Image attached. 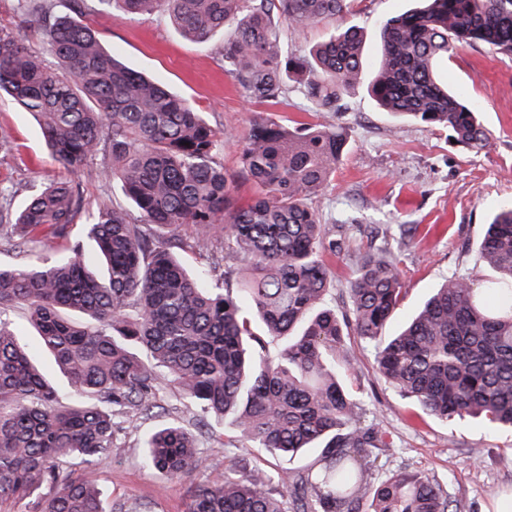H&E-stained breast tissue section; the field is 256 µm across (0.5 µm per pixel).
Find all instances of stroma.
<instances>
[{"label": "stroma", "instance_id": "stroma-1", "mask_svg": "<svg viewBox=\"0 0 512 512\" xmlns=\"http://www.w3.org/2000/svg\"><path fill=\"white\" fill-rule=\"evenodd\" d=\"M409 4L360 0L367 54L375 52L374 35L383 20ZM77 19L93 28L127 66L168 84L226 131L221 160L227 169L237 168L238 139L253 123L297 121L344 129L345 153L313 200L328 223L347 227L340 251L328 258L335 276L331 305H340L353 274L351 254L366 245L357 230L361 224L373 225L377 240L396 241L406 294L389 330H396L446 278L476 276L471 245L483 224L512 202V55L475 44L460 48L442 69L449 87L465 91L491 133L486 148L473 150L453 142L448 130L392 118L361 90L349 96L346 111L336 114L316 111L296 88L276 105L250 102L217 64L222 37L199 47L162 13L129 18L116 8L88 9ZM0 134L14 143L12 155L0 160V184L14 192L15 202H22L32 186L66 176L46 149L32 114L8 99L0 100ZM403 224L414 228L405 245L398 241ZM350 347L353 363L343 370L346 385L363 402V424L381 431L387 443L376 462L378 478L405 468L419 471L439 482L452 512H494L498 500L512 494V433L425 416L379 375L360 338L351 337ZM157 423L154 417L143 420L140 434L125 436L120 453L83 468L84 479L104 490L107 503L142 502L146 512H185L192 483L165 478L141 464L140 435ZM200 427L201 447L220 470L231 464L271 474L303 471L317 457L313 449L289 460L235 446V431L212 416L202 418Z\"/></svg>", "mask_w": 512, "mask_h": 512}]
</instances>
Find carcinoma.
I'll return each instance as SVG.
<instances>
[{
  "label": "carcinoma",
  "instance_id": "cac0c4a2",
  "mask_svg": "<svg viewBox=\"0 0 512 512\" xmlns=\"http://www.w3.org/2000/svg\"><path fill=\"white\" fill-rule=\"evenodd\" d=\"M131 16L166 13L188 41L218 49L220 67L253 101L279 103L288 82L322 111L367 89L394 116L449 130L483 149L490 134L475 108L448 91L439 67L458 47L512 54V0H419L386 19L379 59L365 76L363 28L354 20L306 54L288 51L278 19L301 31L356 0H96ZM23 21L48 45L45 63L25 39L0 29V96L35 115L52 156L71 172L101 155L110 195L88 211L83 190L58 179L19 209L0 191V244L22 262L0 264V504L35 512H141L107 506L102 489L76 476L119 453V431L154 416L164 383L201 413L228 419L239 441L293 458L319 450L314 472L254 476L214 472L197 435L171 419L142 438V463L193 484L186 512H449L439 482L420 472L374 477L379 431L341 382L348 341L372 346L378 373L401 396L447 421L512 431V205L483 226L476 266L491 276L455 277L434 290L393 336L388 322L406 289L395 255L371 246L354 257L348 313L328 305L342 224L312 198L345 151L336 127L253 124L239 139L240 167L219 156L227 134L163 83L117 60L91 27L55 0H17ZM256 192L239 202L238 182ZM80 233H75L76 225ZM206 248L224 240L243 266L191 274L180 233ZM95 247L86 252L85 244ZM26 310L52 367L76 399L65 403L49 370L34 365L6 319Z\"/></svg>",
  "mask_w": 512,
  "mask_h": 512
}]
</instances>
